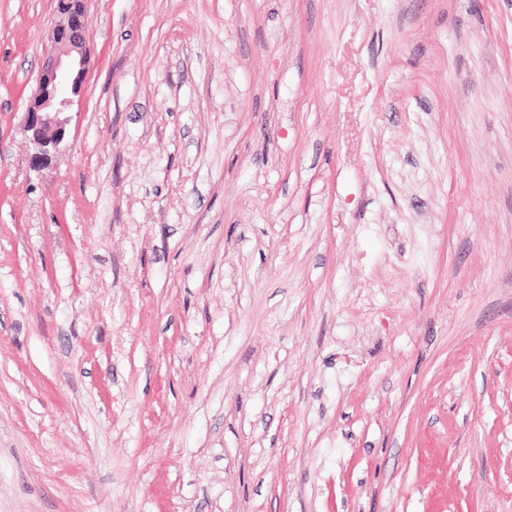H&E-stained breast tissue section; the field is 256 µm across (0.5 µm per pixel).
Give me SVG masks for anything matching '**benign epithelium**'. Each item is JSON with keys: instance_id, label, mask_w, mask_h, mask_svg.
I'll return each mask as SVG.
<instances>
[{"instance_id": "7a95c632", "label": "benign epithelium", "mask_w": 512, "mask_h": 512, "mask_svg": "<svg viewBox=\"0 0 512 512\" xmlns=\"http://www.w3.org/2000/svg\"><path fill=\"white\" fill-rule=\"evenodd\" d=\"M45 62L24 115L23 128L32 144L30 167L40 168L67 138L68 113L83 93L87 68L84 0H58Z\"/></svg>"}]
</instances>
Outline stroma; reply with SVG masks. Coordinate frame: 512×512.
I'll return each instance as SVG.
<instances>
[{
  "mask_svg": "<svg viewBox=\"0 0 512 512\" xmlns=\"http://www.w3.org/2000/svg\"><path fill=\"white\" fill-rule=\"evenodd\" d=\"M0 0V512H512V0ZM36 89L24 112L23 128L32 144L30 167L39 169L67 138V115L83 93L87 68L85 32L88 15L83 0H59Z\"/></svg>",
  "mask_w": 512,
  "mask_h": 512,
  "instance_id": "1",
  "label": "stroma"
}]
</instances>
